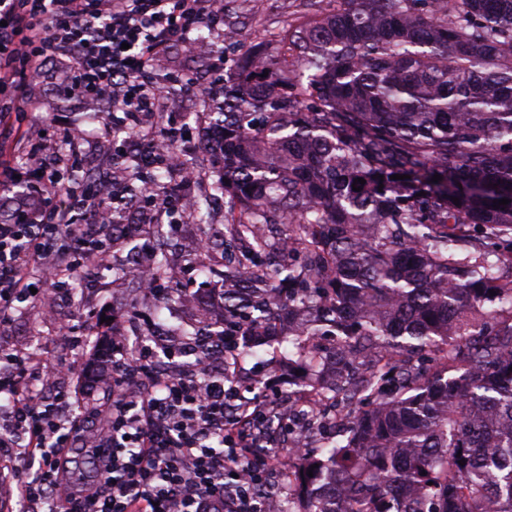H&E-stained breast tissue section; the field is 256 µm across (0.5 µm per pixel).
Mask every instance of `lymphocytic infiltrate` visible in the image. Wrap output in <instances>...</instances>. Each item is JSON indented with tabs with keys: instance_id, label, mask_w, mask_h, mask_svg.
<instances>
[{
	"instance_id": "1",
	"label": "lymphocytic infiltrate",
	"mask_w": 512,
	"mask_h": 512,
	"mask_svg": "<svg viewBox=\"0 0 512 512\" xmlns=\"http://www.w3.org/2000/svg\"><path fill=\"white\" fill-rule=\"evenodd\" d=\"M223 23L224 0H0V124L18 107L38 108L31 79L49 65L57 92L110 102L105 140L116 128L139 136V117L165 112L161 135L139 155L148 162L186 131L181 116L165 110L156 63L173 44L190 47L196 32L216 33ZM84 143L80 128H64L39 175L24 182L0 165V190L21 197L11 222L0 223L1 327L31 300L32 272L50 278L49 255L65 257L74 273L108 254L100 245L105 225L89 232L77 224L85 203L63 177ZM120 326L101 323L99 342L82 345L76 364L41 374L38 390L32 359L8 353L10 367L0 370V488L9 492L8 512H256L269 462L245 463L241 455L263 447L281 394L246 397L233 381L243 366L230 347L223 374L202 361L160 372L159 359H174L175 348L129 344ZM104 383L111 391L105 408L94 397ZM90 418L100 425L91 439L96 476L75 495L68 450Z\"/></svg>"
}]
</instances>
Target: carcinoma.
I'll return each mask as SVG.
<instances>
[{
  "mask_svg": "<svg viewBox=\"0 0 512 512\" xmlns=\"http://www.w3.org/2000/svg\"><path fill=\"white\" fill-rule=\"evenodd\" d=\"M342 2L278 56L225 61L206 194L247 239L228 325L262 323L301 385L344 392L349 437L301 453L299 512H512V0ZM264 224L304 261L268 274ZM311 336L337 365L385 361L349 385Z\"/></svg>",
  "mask_w": 512,
  "mask_h": 512,
  "instance_id": "1",
  "label": "carcinoma"
}]
</instances>
